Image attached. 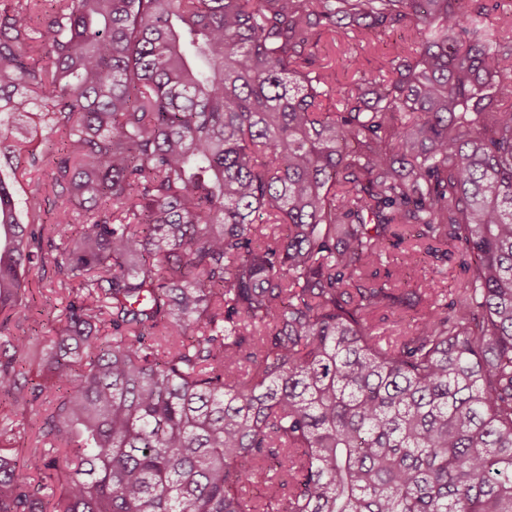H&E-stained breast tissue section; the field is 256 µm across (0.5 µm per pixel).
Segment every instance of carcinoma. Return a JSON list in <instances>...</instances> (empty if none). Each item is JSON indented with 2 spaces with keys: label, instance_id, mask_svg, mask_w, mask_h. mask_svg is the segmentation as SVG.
Wrapping results in <instances>:
<instances>
[{
  "label": "carcinoma",
  "instance_id": "cac0c4a2",
  "mask_svg": "<svg viewBox=\"0 0 512 512\" xmlns=\"http://www.w3.org/2000/svg\"><path fill=\"white\" fill-rule=\"evenodd\" d=\"M488 11L0 0V152L60 144L27 223L0 177V445L36 439L0 451V512H512V28ZM402 23L367 81L318 58ZM392 249L457 252L461 280L413 288ZM36 266L68 300L34 349Z\"/></svg>",
  "mask_w": 512,
  "mask_h": 512
}]
</instances>
